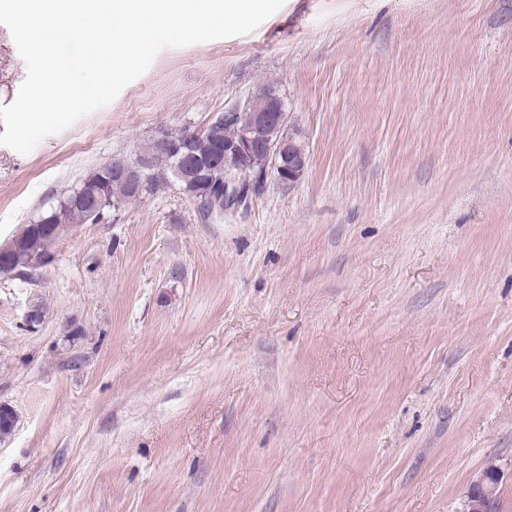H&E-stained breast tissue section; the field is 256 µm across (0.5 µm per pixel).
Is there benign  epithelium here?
I'll return each mask as SVG.
<instances>
[{"label": "benign epithelium", "instance_id": "7a95c632", "mask_svg": "<svg viewBox=\"0 0 512 512\" xmlns=\"http://www.w3.org/2000/svg\"><path fill=\"white\" fill-rule=\"evenodd\" d=\"M251 113L248 126L240 127L237 137L224 144L208 139L209 130L216 125L238 124L240 113ZM288 125V111L276 90L252 93L247 98L222 112L216 113L201 130L162 129L154 139L159 149L178 157L175 175L180 190L189 196L210 185L214 171L224 166V158L230 156L238 165L246 167L259 164L255 177L246 186L237 183L231 170L224 173V205H232L250 192L263 187L271 177L282 182H295L301 178L309 163L307 144L297 134L290 132L280 136L279 131ZM268 135L260 138L257 130ZM208 148V162H198L197 147ZM148 160L134 158L123 160L112 169V174L125 179L140 192L148 188L151 175ZM501 480V469L489 464L472 484L467 495V512H491L495 493Z\"/></svg>", "mask_w": 512, "mask_h": 512}]
</instances>
